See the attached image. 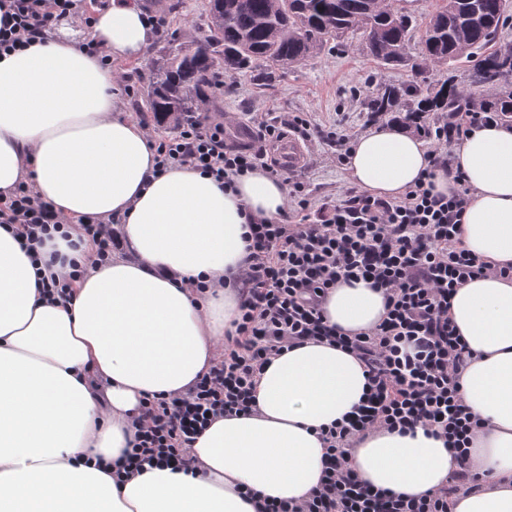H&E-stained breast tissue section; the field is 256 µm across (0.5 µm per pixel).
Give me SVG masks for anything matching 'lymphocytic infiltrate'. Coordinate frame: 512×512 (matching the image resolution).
I'll use <instances>...</instances> for the list:
<instances>
[{"mask_svg": "<svg viewBox=\"0 0 512 512\" xmlns=\"http://www.w3.org/2000/svg\"><path fill=\"white\" fill-rule=\"evenodd\" d=\"M80 6L81 0H11L0 28V53L22 50L61 17L78 14ZM497 118L472 103L452 120L426 121L416 130L444 167L443 146ZM279 136L275 126L267 125L258 145L230 149L224 145L223 125L190 112L173 138L153 146L162 171L178 164L220 182L261 168L281 178L286 167L269 160L264 147ZM455 182V190L443 195L426 176L389 201L351 190L330 208L315 207L297 182L287 223L250 221L247 267L236 283L241 303L234 334L226 336L223 355L187 394L141 400L124 472L160 464L190 468L188 450L209 422L251 409L256 376L271 359L289 345L326 339L363 360L369 393L348 420L325 434L320 486L300 501L265 504L264 512H451L458 495L480 488L470 445L481 423L458 382L471 353L448 309L456 288L491 266L459 238L471 188L463 177ZM60 222L53 205L26 185L0 197V225L11 226L28 246L40 244ZM359 279L383 290L387 312L374 330L349 336L326 324L322 304L336 284ZM419 425L444 437L450 447L455 468L446 485L410 498L359 479L349 460L355 438L375 429L404 432Z\"/></svg>", "mask_w": 512, "mask_h": 512, "instance_id": "lymphocytic-infiltrate-1", "label": "lymphocytic infiltrate"}]
</instances>
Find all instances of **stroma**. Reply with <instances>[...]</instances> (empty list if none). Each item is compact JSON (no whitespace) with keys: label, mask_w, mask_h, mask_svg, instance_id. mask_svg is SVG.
I'll return each instance as SVG.
<instances>
[{"label":"stroma","mask_w":512,"mask_h":512,"mask_svg":"<svg viewBox=\"0 0 512 512\" xmlns=\"http://www.w3.org/2000/svg\"><path fill=\"white\" fill-rule=\"evenodd\" d=\"M150 15L164 14L168 33L157 34L142 58L122 64L126 90L123 94L127 114L149 122L153 138L169 136L165 126L153 121L140 108L143 93L152 79L153 63L173 30L203 36L208 29V0H139ZM360 33L345 35L346 51H324L306 65L282 73L271 85L259 86L245 74L227 79L223 90L211 91L200 108L210 123H223L227 146H241L254 140L262 125L279 128L303 149L304 160L294 168L295 179L302 181L309 198L316 204H336L353 184L343 160L339 159L337 138H357L378 125L368 110L370 96L384 84L440 82L453 78L468 84L472 66L468 63L439 67L423 73L407 67L380 69L359 49Z\"/></svg>","instance_id":"35a3bbf8"}]
</instances>
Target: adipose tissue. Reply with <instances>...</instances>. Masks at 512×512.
I'll return each mask as SVG.
<instances>
[{"label": "adipose tissue", "instance_id": "adipose-tissue-1", "mask_svg": "<svg viewBox=\"0 0 512 512\" xmlns=\"http://www.w3.org/2000/svg\"><path fill=\"white\" fill-rule=\"evenodd\" d=\"M90 13L89 43L52 30L0 54V196L29 183L65 220L31 251L0 227V512H258L247 488L256 500L306 498L323 475L325 430L369 389L359 357L324 340L272 359L252 411L216 418L190 448L193 469L159 465L120 480L110 470L140 399L184 395L212 365L240 314L247 220L285 223L288 196L259 169L227 186L187 167L158 171L115 69L142 57L155 30L138 0ZM345 168L383 199L428 174L447 194L463 174L464 247L512 266V125H475L444 168L417 135L382 125L354 140ZM111 217L121 246L108 260L91 242L71 247L78 220ZM51 278L67 284L66 298L44 293ZM324 310L345 333L367 332L385 315L384 294L341 283ZM448 315L472 353L459 383L482 423L471 457L484 479L452 510L512 512V280L466 281ZM351 464L373 488L410 497L444 486L454 468L443 439L420 426L367 434Z\"/></svg>", "mask_w": 512, "mask_h": 512}]
</instances>
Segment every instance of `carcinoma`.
Wrapping results in <instances>:
<instances>
[{
    "label": "carcinoma",
    "mask_w": 512,
    "mask_h": 512,
    "mask_svg": "<svg viewBox=\"0 0 512 512\" xmlns=\"http://www.w3.org/2000/svg\"><path fill=\"white\" fill-rule=\"evenodd\" d=\"M403 0H210L209 34L189 43L168 44L143 98V108L175 129L203 101V88L219 71L249 73L262 83L316 57L330 43L343 51L342 36L361 32L365 49L380 66L422 72L478 57L472 88L450 80L425 88L384 85L369 101L376 115L460 111L476 101L483 112L512 121V48L499 44L501 27L512 19V0H441L425 23L421 55L407 52L412 40Z\"/></svg>",
    "instance_id": "cac0c4a2"
}]
</instances>
